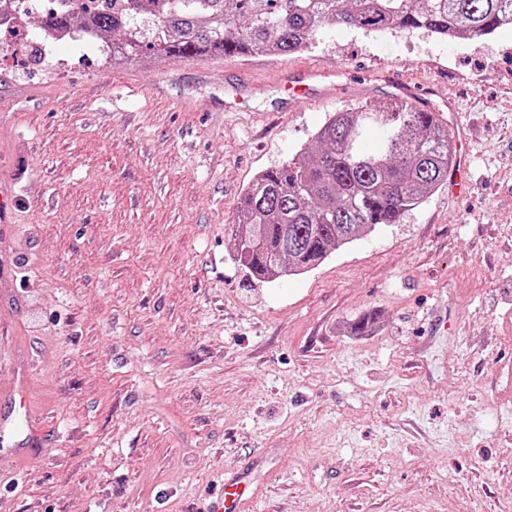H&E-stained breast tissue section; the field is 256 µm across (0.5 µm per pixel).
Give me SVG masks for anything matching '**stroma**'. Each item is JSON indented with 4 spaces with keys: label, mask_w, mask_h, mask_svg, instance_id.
Segmentation results:
<instances>
[{
    "label": "stroma",
    "mask_w": 512,
    "mask_h": 512,
    "mask_svg": "<svg viewBox=\"0 0 512 512\" xmlns=\"http://www.w3.org/2000/svg\"><path fill=\"white\" fill-rule=\"evenodd\" d=\"M0 30V177L16 191L0 344L12 512H512V27L325 29L292 54L115 68L81 33ZM326 92L293 106L307 71ZM442 113L454 183L310 272L238 263L239 199L334 112ZM364 332H356L357 324ZM248 495V487L241 479L224 483V501L218 512H237L241 501Z\"/></svg>",
    "instance_id": "stroma-1"
}]
</instances>
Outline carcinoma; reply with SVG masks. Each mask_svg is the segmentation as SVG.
I'll return each instance as SVG.
<instances>
[{"mask_svg": "<svg viewBox=\"0 0 512 512\" xmlns=\"http://www.w3.org/2000/svg\"><path fill=\"white\" fill-rule=\"evenodd\" d=\"M43 30L85 29L112 40L113 66L152 57H244L309 48L321 30L425 29L482 39L512 26V0H60ZM381 143L371 149L366 134ZM305 151L257 174L240 201L238 262L260 281L303 275L330 250L381 224H400L448 180L452 137L440 113L409 101L329 115Z\"/></svg>", "mask_w": 512, "mask_h": 512, "instance_id": "carcinoma-1", "label": "carcinoma"}]
</instances>
